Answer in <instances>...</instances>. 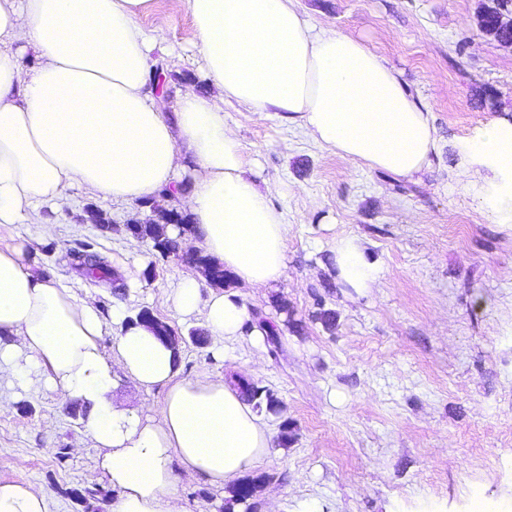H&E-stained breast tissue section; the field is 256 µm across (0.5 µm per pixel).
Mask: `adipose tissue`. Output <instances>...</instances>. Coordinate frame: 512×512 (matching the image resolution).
Returning <instances> with one entry per match:
<instances>
[{
  "label": "adipose tissue",
  "mask_w": 512,
  "mask_h": 512,
  "mask_svg": "<svg viewBox=\"0 0 512 512\" xmlns=\"http://www.w3.org/2000/svg\"><path fill=\"white\" fill-rule=\"evenodd\" d=\"M184 2L186 38L220 93L182 88L167 113L150 82L166 38L139 24L153 0H0V227L31 221L38 202L63 203L76 187L148 202L187 178L182 202L196 248L237 283L274 288L287 277L288 226L225 125V103L282 114L341 156L404 177L429 164L436 129L382 57L355 38L315 30L293 0ZM30 51L32 69L21 62ZM458 153L464 172L493 173L488 203L512 224V125L486 126ZM27 253L22 244L0 247V380L85 406L96 466L115 492L108 512H187L180 478L221 488L272 452L263 416L223 377L180 378L179 353L129 324L122 304L103 318L91 292L33 273ZM335 262L346 287L379 278L357 239L337 241ZM202 287L200 272H184L175 309L202 316L224 341L260 342L237 293ZM110 326L118 334L107 351ZM120 375L140 391L165 388L156 415L116 403ZM0 512H47L45 494L29 481L0 482Z\"/></svg>",
  "instance_id": "adipose-tissue-1"
}]
</instances>
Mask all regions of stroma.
I'll list each match as a JSON object with an SVG mask.
<instances>
[{
    "mask_svg": "<svg viewBox=\"0 0 512 512\" xmlns=\"http://www.w3.org/2000/svg\"><path fill=\"white\" fill-rule=\"evenodd\" d=\"M493 3L294 0L316 27L381 56L427 109L441 150L414 177L342 157L278 114L225 104V123L288 225L287 279L238 291L250 311L277 324L279 354L263 342L244 340L225 354L215 339L202 348L188 342L204 320L181 316L169 300L187 261L157 259L145 239L142 263L128 257L129 225L176 208L167 195L146 205L76 188L65 205L41 207L37 222L10 227L29 243L33 272L90 289L103 317L118 300L128 316L148 308L184 336L183 378H245L281 399V414L266 422L275 434L289 422L294 438L250 470L263 483L246 512L271 502L279 512H512V227L485 208L480 177L459 176L455 149L489 124L512 122V47L477 28ZM141 24L166 34L168 49L151 64L167 78L164 111L181 87L215 93L185 42L184 0H153ZM44 220L54 237H40ZM344 237L362 241L379 266L373 287L358 291L337 277L334 246ZM83 247L107 261L108 279L87 275ZM320 307L335 311L334 329L313 319ZM97 455L83 419L51 393L22 394L0 417V481L39 485L48 512H83L70 491L86 487L103 490L94 507L107 512L112 489ZM178 490L189 512H225L230 496L202 478Z\"/></svg>",
    "mask_w": 512,
    "mask_h": 512,
    "instance_id": "1",
    "label": "stroma"
}]
</instances>
